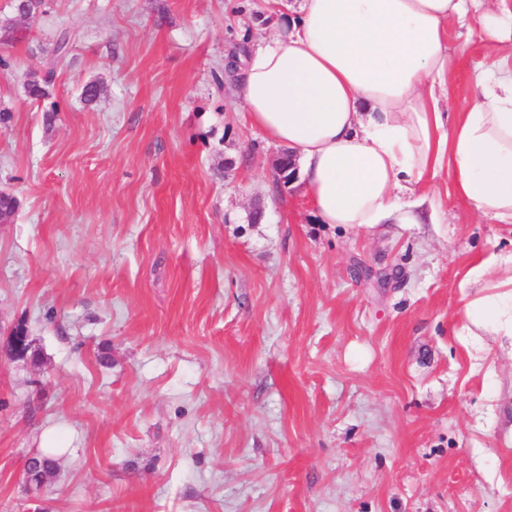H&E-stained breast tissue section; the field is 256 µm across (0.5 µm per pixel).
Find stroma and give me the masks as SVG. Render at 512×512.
<instances>
[{"mask_svg": "<svg viewBox=\"0 0 512 512\" xmlns=\"http://www.w3.org/2000/svg\"><path fill=\"white\" fill-rule=\"evenodd\" d=\"M0 56V512H512V349L458 335L512 224L319 223L218 85L264 0H45ZM48 98L29 95L60 36ZM469 104L486 49L449 31ZM101 87L86 103L81 91ZM53 118H46V111ZM24 327L41 364L12 356ZM65 451L40 488L27 458Z\"/></svg>", "mask_w": 512, "mask_h": 512, "instance_id": "35a3bbf8", "label": "stroma"}]
</instances>
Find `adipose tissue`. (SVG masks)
Wrapping results in <instances>:
<instances>
[{
  "mask_svg": "<svg viewBox=\"0 0 512 512\" xmlns=\"http://www.w3.org/2000/svg\"><path fill=\"white\" fill-rule=\"evenodd\" d=\"M452 24L488 49L455 114L441 104ZM236 86L250 124L293 150L320 223H423L415 187L447 169L479 217L512 224V0H299L249 47ZM461 286L462 335L512 346V252L490 253Z\"/></svg>",
  "mask_w": 512,
  "mask_h": 512,
  "instance_id": "adipose-tissue-1",
  "label": "adipose tissue"
}]
</instances>
